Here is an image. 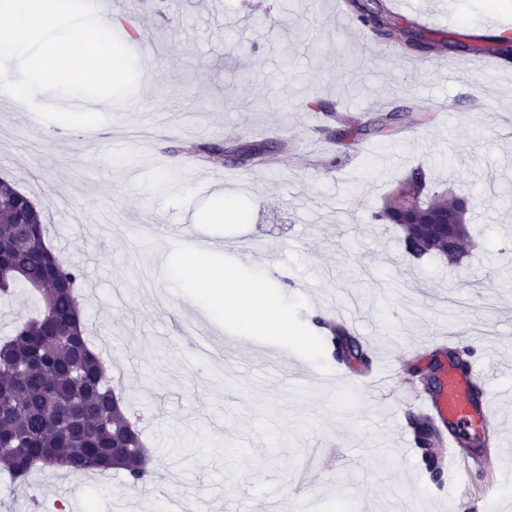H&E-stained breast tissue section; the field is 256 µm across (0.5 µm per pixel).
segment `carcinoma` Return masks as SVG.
<instances>
[{
  "label": "carcinoma",
  "mask_w": 512,
  "mask_h": 512,
  "mask_svg": "<svg viewBox=\"0 0 512 512\" xmlns=\"http://www.w3.org/2000/svg\"><path fill=\"white\" fill-rule=\"evenodd\" d=\"M352 5L357 21L369 35L401 52L478 51L470 44L427 40L414 32L405 39L399 37L384 0H352ZM492 42L499 57L512 60L511 34L504 32ZM423 122L421 113L402 104L375 112L363 125H349L332 135L339 143L359 135L386 138ZM272 148L281 152L284 145L226 143L227 156L236 163L260 158ZM426 180L428 173L423 167L411 169L399 191L372 214V221L397 228L409 256L436 255L457 266L464 258L463 242L469 237L470 202L457 194H434L430 198L432 212L448 216L456 222L455 227L445 232L437 224L418 223L412 207L401 199L423 187ZM30 202L28 195L0 180V295L8 296L22 287L40 302L38 313L15 322L10 336L0 342V468L16 487L27 485L36 469L74 477L119 470L130 485H142L152 471L141 431L126 416L112 388V376L86 336V323L80 320L79 288L84 272L52 251L40 223L41 214ZM23 215L37 223L29 237L17 224ZM314 324L329 329L325 343L341 362L369 368L367 351L345 328L320 317ZM409 424L428 459L430 474L437 476L443 471V461L436 456L438 432L421 415L410 414Z\"/></svg>",
  "instance_id": "cac0c4a2"
}]
</instances>
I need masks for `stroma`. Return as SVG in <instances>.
I'll use <instances>...</instances> for the list:
<instances>
[{
  "label": "stroma",
  "mask_w": 512,
  "mask_h": 512,
  "mask_svg": "<svg viewBox=\"0 0 512 512\" xmlns=\"http://www.w3.org/2000/svg\"><path fill=\"white\" fill-rule=\"evenodd\" d=\"M451 3L452 43L487 14L512 22V0ZM108 18L136 57L134 94L57 97L104 114L93 131L0 101V179L38 204L50 246L83 269L92 339L110 347L153 477L140 494L119 471L37 470L10 512H166L182 496L205 512H444L449 498L461 512H512V398L496 403L495 446L459 436L481 459L467 476L431 478L408 427L440 332L479 336L471 366L512 390V63L472 80L468 55L450 53L449 80L422 55L338 28L335 0H112ZM313 97L340 122L390 102L429 120L339 144L304 109ZM263 139L288 141L295 159L228 163L205 185L196 146ZM419 165L474 198L477 245L458 267L411 260L399 232L371 221ZM220 194L236 197L239 220L211 221ZM186 224L198 248L161 246ZM191 260L262 280L287 335L260 320L239 330L189 280L167 277ZM351 304L379 374L353 387L313 324Z\"/></svg>",
  "instance_id": "stroma-1"
}]
</instances>
